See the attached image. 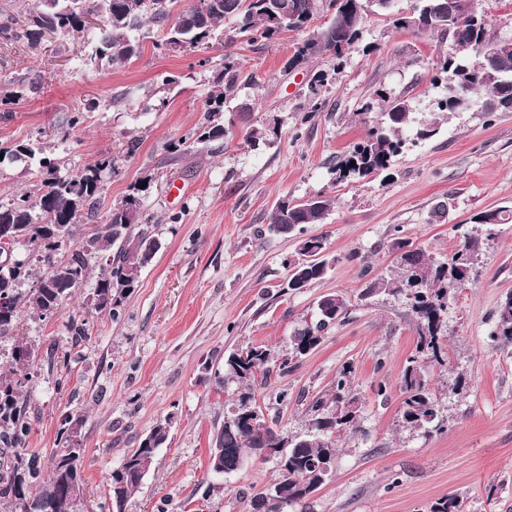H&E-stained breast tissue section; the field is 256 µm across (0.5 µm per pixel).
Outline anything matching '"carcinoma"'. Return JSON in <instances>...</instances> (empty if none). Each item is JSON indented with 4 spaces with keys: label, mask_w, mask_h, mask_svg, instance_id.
Segmentation results:
<instances>
[{
    "label": "carcinoma",
    "mask_w": 512,
    "mask_h": 512,
    "mask_svg": "<svg viewBox=\"0 0 512 512\" xmlns=\"http://www.w3.org/2000/svg\"><path fill=\"white\" fill-rule=\"evenodd\" d=\"M392 16L396 29L418 35L438 33L445 38L467 34L480 47L492 45L491 61L481 73L471 63L451 52L439 57L431 83L447 81L448 95L436 102L437 111L428 119H419L409 101L399 97L388 100L383 91L363 104V123L368 125L363 139L336 160L332 169L336 183L373 178L392 168L393 159L402 152L406 140L404 128H412L418 140L428 139L439 129V120L450 112L468 109L475 103L473 94L485 98L490 112H512V39L499 37L492 21L478 7L479 0H415L412 9L419 26L411 28L406 17L389 6L393 0H199V4L178 15L174 23L172 7L176 0H36L22 22L8 19L0 24V38L24 40L32 49L41 46L44 34L61 32L79 35L88 30L87 18H103L101 47L83 59L88 69L101 70L120 65L142 53L143 41L137 36L148 21L167 29L164 44L158 49L197 48L209 44L219 23L228 17L238 20L239 33L251 43L269 42L287 30L281 24L285 8L305 23L332 13L331 21L318 27L319 40L305 34L296 44L288 63L295 66L330 56L343 60L355 48L369 10L367 3ZM326 76L318 74L306 87L311 110L304 113L307 123L319 111V98ZM240 72L235 61L224 60L210 94L212 108L207 124L200 128L196 141L224 136L228 129L215 123L224 101L239 89ZM379 116H371L374 109ZM37 141L0 148V154L12 161H25L33 167L34 181L29 191L0 202V240L16 245L18 261L0 266V297L9 301V309L0 314V337L13 331L20 313L30 310L41 318L59 313L66 302L86 286L91 271H97L90 306L119 316L132 293L138 272L159 249L150 231L142 227L141 194H128L114 206L96 228L88 233L80 224L82 213L94 207L104 191V174L116 172L112 155L105 154L92 163L73 167L66 155ZM331 199L317 196L297 203L283 197L269 224L270 231L296 237L295 255L288 259V289L301 292L321 280L327 272V240L323 236H304V225L321 224ZM480 225L475 232L459 240L444 260L430 258L412 242L396 237L390 244L394 255L393 274L379 275L368 281L365 292L385 293L401 300L412 319L414 351L405 359L398 379L402 399L399 418L402 426L429 436L442 430L440 402L430 388V371L448 364L447 315L448 289L471 282L473 268L481 248V235L494 236L499 224L512 223V210L499 208L477 214ZM80 241L71 249V242ZM319 319L296 329L291 336L294 356L316 349L325 335L348 310V301L340 294L328 293L318 301ZM489 339L497 346L512 344V293L499 303L496 326ZM39 355L33 343H17L0 373V448H19L31 430L27 406L30 370ZM274 351L265 345H249L224 356V379L235 383L238 397L232 400L224 424L215 431L209 445L212 471L231 474L248 459H255L268 448H279L286 436L267 421L263 407L257 404L256 391L270 386L274 370ZM351 369L336 373L330 400L313 398L309 429L286 448L287 456L274 454L278 478L270 485L275 498L265 494L254 499L253 512H284L316 492L331 474L337 456L338 438L362 432L360 418L363 400L350 386ZM83 420L68 417L61 428L63 450L42 474L36 458L19 453L0 463V512H79L69 489L83 483L84 449L81 448ZM168 422L157 423L128 452L121 465L109 476V496L128 502L141 484L140 467L152 468L159 448L169 440ZM428 512H465L463 500L452 494L431 504Z\"/></svg>",
    "instance_id": "1"
}]
</instances>
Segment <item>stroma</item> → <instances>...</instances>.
Wrapping results in <instances>:
<instances>
[{"label":"stroma","instance_id":"1","mask_svg":"<svg viewBox=\"0 0 512 512\" xmlns=\"http://www.w3.org/2000/svg\"><path fill=\"white\" fill-rule=\"evenodd\" d=\"M235 27L224 20L213 49L193 52L162 49L163 31L148 24L141 56L101 71L83 64L97 44L93 31L50 35L35 50L0 42V95L24 92L18 103L0 105V147L87 108L65 144L68 155L80 166L109 153L118 170L106 176L83 224L93 228L143 184L144 216L160 243L118 318L87 306L85 288L52 318L23 313L12 337L0 340L1 363L15 341L39 347L22 455L49 467L63 418L82 417L80 512H112V470L166 420L169 442L126 512H253L252 500L277 477L275 461L249 460L229 475L207 465L210 438L231 406L224 357L248 344L288 354L294 329L315 319L320 297L339 292L349 302L345 318L256 398L283 432L305 433L312 398L349 365L366 434L341 437L328 480L287 512H428L451 494L463 498L465 512H512V345L496 348L489 340L496 309L512 292V224L498 225L484 246L473 284L449 293L448 364L431 373L444 430L432 437L399 421L398 377L415 346L407 310L397 299L365 294L361 276L365 263L374 274L387 272L394 237L441 258L472 230L475 215L512 207V112L489 116L477 105L452 113L435 136L398 156L390 176L339 184L331 169L364 136L354 114L376 91L407 97L422 116L445 95L431 77L447 40L395 29L388 16L372 12L343 61L324 56L291 70L302 33L253 44ZM228 56L241 71L239 93L219 115L229 132L197 142ZM319 71L328 75L322 106L305 124L304 91ZM244 100L254 105L245 124L236 112ZM271 127L278 131L272 143L247 141V129ZM131 140L138 143L132 154ZM316 195L333 204L325 223L305 232L327 238L329 271L293 292L295 239L267 227L279 198ZM440 204L446 214L437 218ZM75 316L86 321L87 337L70 332ZM457 381L461 391L449 394ZM382 382L388 389L381 396Z\"/></svg>","mask_w":512,"mask_h":512}]
</instances>
